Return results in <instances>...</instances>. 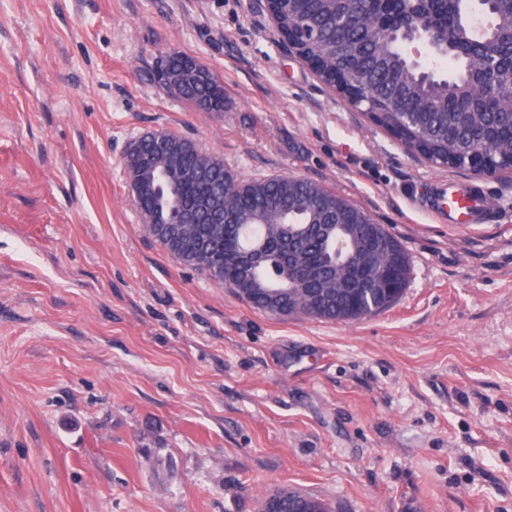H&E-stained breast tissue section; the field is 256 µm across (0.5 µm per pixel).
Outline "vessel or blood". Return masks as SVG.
Wrapping results in <instances>:
<instances>
[{
	"instance_id": "1",
	"label": "vessel or blood",
	"mask_w": 512,
	"mask_h": 512,
	"mask_svg": "<svg viewBox=\"0 0 512 512\" xmlns=\"http://www.w3.org/2000/svg\"><path fill=\"white\" fill-rule=\"evenodd\" d=\"M420 205L442 223L457 227L483 223L488 210L482 192L450 180L432 183Z\"/></svg>"
}]
</instances>
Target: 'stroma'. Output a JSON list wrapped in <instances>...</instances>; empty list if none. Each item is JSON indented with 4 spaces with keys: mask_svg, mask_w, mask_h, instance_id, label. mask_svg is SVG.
<instances>
[{
    "mask_svg": "<svg viewBox=\"0 0 512 512\" xmlns=\"http://www.w3.org/2000/svg\"><path fill=\"white\" fill-rule=\"evenodd\" d=\"M177 50L224 84L194 111ZM316 181L411 256L402 298L280 318L146 232L129 145ZM481 187L488 223L413 203ZM512 512V175L430 166L288 53L265 0H0V512ZM162 80L176 97L190 104L197 112H223V83L210 70L181 52L168 53ZM171 81L173 88L169 87ZM277 503L279 512H330L329 506L321 500L303 495L290 489H279L261 503V512H268L272 503Z\"/></svg>",
    "mask_w": 512,
    "mask_h": 512,
    "instance_id": "35a3bbf8",
    "label": "stroma"
}]
</instances>
